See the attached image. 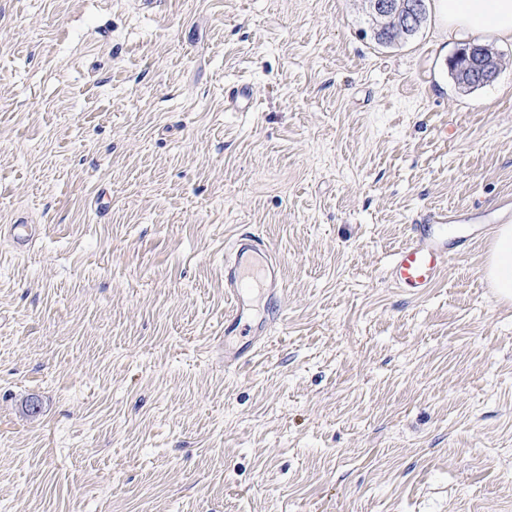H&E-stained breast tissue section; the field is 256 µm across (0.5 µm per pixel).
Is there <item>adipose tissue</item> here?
I'll return each instance as SVG.
<instances>
[{
    "label": "adipose tissue",
    "mask_w": 512,
    "mask_h": 512,
    "mask_svg": "<svg viewBox=\"0 0 512 512\" xmlns=\"http://www.w3.org/2000/svg\"><path fill=\"white\" fill-rule=\"evenodd\" d=\"M448 35L463 41L491 33L512 41V0H435ZM485 277L502 300H512V225H497L492 234Z\"/></svg>",
    "instance_id": "ef3b65f1"
}]
</instances>
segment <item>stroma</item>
<instances>
[{
  "mask_svg": "<svg viewBox=\"0 0 512 512\" xmlns=\"http://www.w3.org/2000/svg\"><path fill=\"white\" fill-rule=\"evenodd\" d=\"M359 0H0V512H512V42L458 89L437 14L378 46ZM248 84L249 112L226 90ZM447 137H440V130ZM112 197L107 215L94 199ZM478 243L421 297L429 212ZM281 258L224 365V259ZM482 55L478 57V61L475 63L480 72V86L492 81L498 73L500 66V55L490 47H483L481 51ZM460 213L452 209L433 211L425 224H414L410 243L396 252L390 268L391 282L415 294H423L448 268L453 256L471 241V236L448 235V225ZM512 208L504 215L492 234L485 277L490 288L502 300H512Z\"/></svg>",
  "mask_w": 512,
  "mask_h": 512,
  "instance_id": "35a3bbf8",
  "label": "stroma"
}]
</instances>
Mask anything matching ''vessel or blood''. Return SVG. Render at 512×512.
<instances>
[{
  "label": "vessel or blood",
  "mask_w": 512,
  "mask_h": 512,
  "mask_svg": "<svg viewBox=\"0 0 512 512\" xmlns=\"http://www.w3.org/2000/svg\"><path fill=\"white\" fill-rule=\"evenodd\" d=\"M460 214L452 209L431 212L427 223L412 227L408 244L396 252L390 279L399 288L422 294L445 271L453 256L468 244V237L449 235V224ZM264 284L272 297L283 287L281 264L266 242L252 234L235 235L230 257L224 260V294L229 302L224 312V332L232 334L245 319L250 295Z\"/></svg>",
  "instance_id": "1"
}]
</instances>
